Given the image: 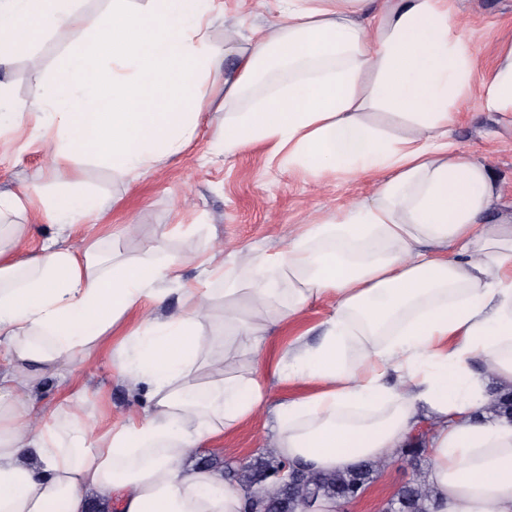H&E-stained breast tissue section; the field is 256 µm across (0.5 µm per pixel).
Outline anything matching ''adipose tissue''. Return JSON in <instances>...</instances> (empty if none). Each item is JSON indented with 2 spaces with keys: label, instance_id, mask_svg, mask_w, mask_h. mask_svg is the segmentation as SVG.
Instances as JSON below:
<instances>
[{
  "label": "adipose tissue",
  "instance_id": "ef3b65f1",
  "mask_svg": "<svg viewBox=\"0 0 512 512\" xmlns=\"http://www.w3.org/2000/svg\"><path fill=\"white\" fill-rule=\"evenodd\" d=\"M268 32L234 49L212 45L215 0L115 6L69 53L47 96L31 102L51 137L58 180L83 154L137 176L165 165L197 133L200 104L225 102L277 70L244 112L229 113L224 152L268 144V163L312 177L372 178L375 189L335 216L304 224L271 253L234 249L224 266V313L213 334L210 293L157 316L176 257L102 255L99 240H61L25 259L27 227L0 244V512H241L248 491L193 459L194 449L268 407L266 376L313 391L272 407V454L315 473L352 469L430 430V512H512V422L491 418L488 381L512 387V212L486 216L501 188L449 137L456 98L476 91L485 111L512 112V35L476 72L448 0H282ZM74 0H0V66L32 57L38 34L74 24ZM236 51L235 71L220 73ZM404 119L390 134L373 110ZM67 231L98 200L44 201ZM287 278L281 291L268 269ZM330 311L316 345L272 354L276 330L314 302ZM150 405L98 429L82 408L54 420L35 387L65 390L104 349ZM395 385H387V376Z\"/></svg>",
  "mask_w": 512,
  "mask_h": 512
}]
</instances>
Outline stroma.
<instances>
[{
    "label": "stroma",
    "mask_w": 512,
    "mask_h": 512,
    "mask_svg": "<svg viewBox=\"0 0 512 512\" xmlns=\"http://www.w3.org/2000/svg\"><path fill=\"white\" fill-rule=\"evenodd\" d=\"M223 3V13L214 18L209 29V39L218 47L228 30L237 32L240 44H247L252 30L268 28L280 10V0ZM111 5L112 0H79L77 8L84 18L80 27L38 36L35 52L39 66L23 58L14 60L7 82L16 105H27L48 94L49 74L68 52L90 39L107 19ZM448 7L470 39L476 64L491 65L499 38L512 26V0H448ZM249 104L246 97L227 105L214 101L206 126L183 154L137 177L114 170L105 162L78 160L70 189L105 200L104 209L90 221L113 253L144 257L160 238L168 251L181 256L193 253L208 257L217 238H232L243 247L265 251L284 243L298 225L323 221L336 207L351 204L371 190L368 181L351 182L333 175L317 181L299 170L288 172L268 165L266 148L261 144L224 154L215 133L223 127L226 112L242 111ZM456 109L461 118L453 127L452 142L458 151L492 168L502 187L500 207L512 210V116L484 111L473 92L464 95ZM42 135L34 116L28 114L0 131V192L31 191L35 204L22 221L28 226L30 246L35 250L58 233L41 201L61 190L50 171ZM75 385L95 401V417H106L111 423L146 401L144 393L129 392L113 371L108 353L78 371ZM273 420L272 413L263 412L208 447L197 449L196 455L217 458L232 468L268 456L266 442ZM428 467V460L413 465L402 454H394L365 492L344 505L343 512H383L400 487L426 475Z\"/></svg>",
    "instance_id": "obj_1"
}]
</instances>
